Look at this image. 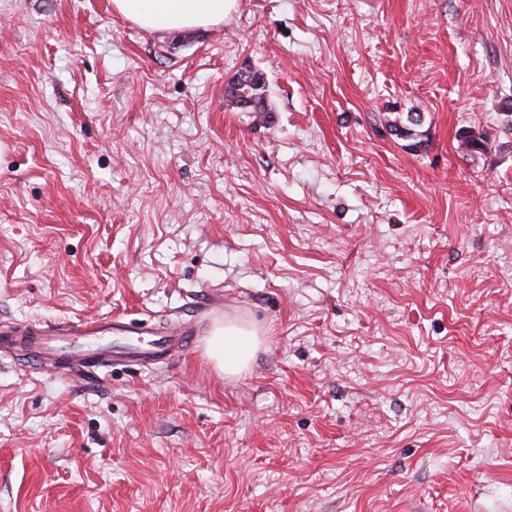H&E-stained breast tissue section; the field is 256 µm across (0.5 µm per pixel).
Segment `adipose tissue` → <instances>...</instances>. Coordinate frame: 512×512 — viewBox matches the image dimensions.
<instances>
[{
	"mask_svg": "<svg viewBox=\"0 0 512 512\" xmlns=\"http://www.w3.org/2000/svg\"><path fill=\"white\" fill-rule=\"evenodd\" d=\"M235 0H112L113 7L139 26L171 32L207 28L223 23ZM258 341L255 331L227 323L216 327L208 343V356L225 374L248 366Z\"/></svg>",
	"mask_w": 512,
	"mask_h": 512,
	"instance_id": "ef3b65f1",
	"label": "adipose tissue"
}]
</instances>
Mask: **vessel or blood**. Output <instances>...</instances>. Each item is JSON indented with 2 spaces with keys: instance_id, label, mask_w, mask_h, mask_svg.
<instances>
[{
  "instance_id": "vessel-or-blood-1",
  "label": "vessel or blood",
  "mask_w": 512,
  "mask_h": 512,
  "mask_svg": "<svg viewBox=\"0 0 512 512\" xmlns=\"http://www.w3.org/2000/svg\"><path fill=\"white\" fill-rule=\"evenodd\" d=\"M27 347L41 363L79 366H140L173 357L196 342L193 327L176 323L159 329L122 317L85 323L58 321L29 326Z\"/></svg>"
}]
</instances>
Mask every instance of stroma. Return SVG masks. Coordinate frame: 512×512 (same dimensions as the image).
Returning <instances> with one entry per match:
<instances>
[{"instance_id":"stroma-1","label":"stroma","mask_w":512,"mask_h":512,"mask_svg":"<svg viewBox=\"0 0 512 512\" xmlns=\"http://www.w3.org/2000/svg\"><path fill=\"white\" fill-rule=\"evenodd\" d=\"M248 66L267 111L224 98ZM510 101L512 0L162 34L0 0V327L199 333L91 373L0 354V512H512ZM224 321L260 338L233 376ZM459 139L466 155L472 157L485 153L490 143L488 135L483 131L463 130L459 134ZM257 334L234 323L217 326L208 343V356L224 374L235 375L248 366L254 356Z\"/></svg>"}]
</instances>
